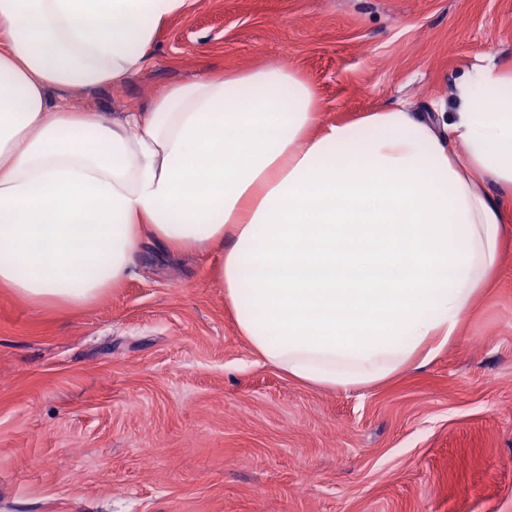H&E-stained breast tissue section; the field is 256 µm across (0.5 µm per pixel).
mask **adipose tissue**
I'll use <instances>...</instances> for the list:
<instances>
[{"instance_id": "ef3b65f1", "label": "adipose tissue", "mask_w": 512, "mask_h": 512, "mask_svg": "<svg viewBox=\"0 0 512 512\" xmlns=\"http://www.w3.org/2000/svg\"><path fill=\"white\" fill-rule=\"evenodd\" d=\"M187 0H0V287L83 305L143 240L222 253L238 332L298 381L350 390L453 343L512 197V63L433 114L324 118L273 65L174 84L109 119L51 93L143 67Z\"/></svg>"}]
</instances>
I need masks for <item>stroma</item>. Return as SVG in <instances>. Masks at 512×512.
Here are the masks:
<instances>
[{"instance_id": "stroma-1", "label": "stroma", "mask_w": 512, "mask_h": 512, "mask_svg": "<svg viewBox=\"0 0 512 512\" xmlns=\"http://www.w3.org/2000/svg\"><path fill=\"white\" fill-rule=\"evenodd\" d=\"M488 54L512 57V0H187L139 72L67 97L109 118L274 65L329 120L427 112ZM221 262L147 241L88 305L0 288V512H512V221L456 342L358 391L262 361Z\"/></svg>"}]
</instances>
